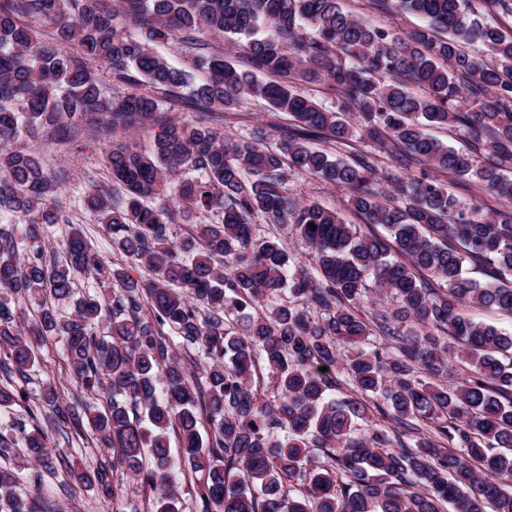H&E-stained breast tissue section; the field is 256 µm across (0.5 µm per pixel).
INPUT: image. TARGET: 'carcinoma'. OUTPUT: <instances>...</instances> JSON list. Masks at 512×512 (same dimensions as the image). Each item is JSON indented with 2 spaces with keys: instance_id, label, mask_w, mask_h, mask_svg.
Segmentation results:
<instances>
[{
  "instance_id": "carcinoma-1",
  "label": "carcinoma",
  "mask_w": 512,
  "mask_h": 512,
  "mask_svg": "<svg viewBox=\"0 0 512 512\" xmlns=\"http://www.w3.org/2000/svg\"><path fill=\"white\" fill-rule=\"evenodd\" d=\"M371 2L423 25L400 33L338 0H0V410L23 400L53 427L91 429L103 460L67 466L65 484H98L115 501L109 473L120 468L149 491L151 512H178L179 474L196 475L200 512H512V456L498 452L512 448V335L464 313L512 316V31L469 0ZM40 26L75 50L47 45ZM203 31L230 39L239 60L200 42ZM468 41L491 60L470 56ZM160 42L195 53L201 76L160 55ZM90 59L193 119L170 120L149 95H105ZM300 79L333 89L341 110L298 93ZM247 98L288 115L289 125L269 122L277 144L261 129L224 138ZM428 124L462 129L470 149L443 145ZM143 126L154 130L149 149L109 151L112 187L83 196L122 263L107 264L82 224L69 225L58 259L48 229L60 196L25 140ZM355 136L372 148L332 154ZM383 157L427 168L398 177ZM292 171L342 190L363 227L297 201L285 190ZM438 173L469 183L470 203ZM381 181L393 184L388 202ZM486 195L503 209L485 210ZM17 214L31 219H6ZM192 214L211 220L179 237ZM260 217L291 228L307 261L259 236ZM77 275L116 289L77 298ZM31 296L27 321L17 302ZM50 336L63 341L80 401L52 382L22 397L16 380ZM346 344L357 352L343 361ZM457 362L465 376L439 385ZM262 367L272 402L253 390ZM377 393L394 426L355 434ZM59 465L48 429L0 430V512H52L40 481ZM23 479L34 483L24 495Z\"/></svg>"
}]
</instances>
